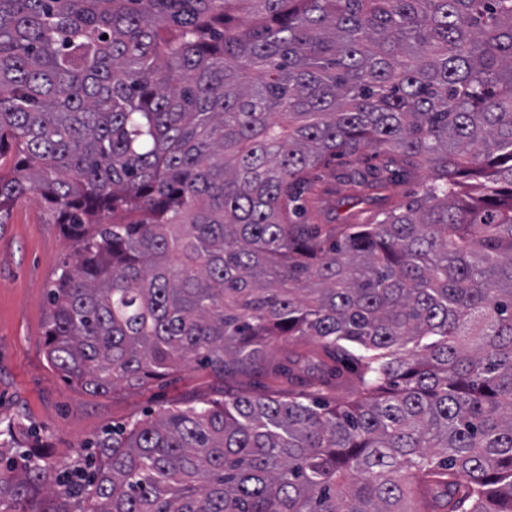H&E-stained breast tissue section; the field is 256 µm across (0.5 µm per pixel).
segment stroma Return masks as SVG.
Masks as SVG:
<instances>
[{"label": "stroma", "instance_id": "stroma-1", "mask_svg": "<svg viewBox=\"0 0 512 512\" xmlns=\"http://www.w3.org/2000/svg\"><path fill=\"white\" fill-rule=\"evenodd\" d=\"M343 165L318 172V200L309 221L366 215L349 200ZM71 253L69 240L38 195L15 206L0 226V423L23 419L29 444L43 448L53 462L72 463L89 456L94 442L149 412L219 399L225 390L242 394L287 391L283 379L254 368L227 377L194 362L148 385L93 395L68 382L49 362L47 290L58 266Z\"/></svg>", "mask_w": 512, "mask_h": 512}]
</instances>
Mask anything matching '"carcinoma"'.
<instances>
[{
	"instance_id": "obj_1",
	"label": "carcinoma",
	"mask_w": 512,
	"mask_h": 512,
	"mask_svg": "<svg viewBox=\"0 0 512 512\" xmlns=\"http://www.w3.org/2000/svg\"><path fill=\"white\" fill-rule=\"evenodd\" d=\"M346 156L386 208L302 219ZM30 193L73 247L47 356L86 390L316 349L302 390L135 419L86 478L8 424L0 512H512V0H0V224ZM430 181V173L427 169H422L417 177L408 184H395L389 186L386 193L391 195L393 200L407 203L416 197V193Z\"/></svg>"
}]
</instances>
